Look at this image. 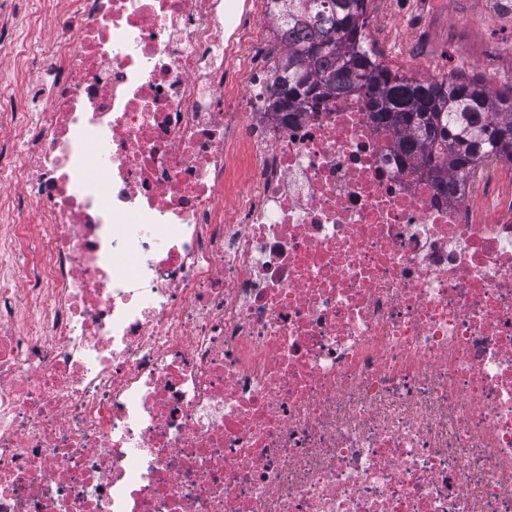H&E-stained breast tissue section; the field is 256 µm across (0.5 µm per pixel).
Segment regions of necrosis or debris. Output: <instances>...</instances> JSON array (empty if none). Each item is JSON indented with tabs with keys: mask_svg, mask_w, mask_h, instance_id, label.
Masks as SVG:
<instances>
[{
	"mask_svg": "<svg viewBox=\"0 0 512 512\" xmlns=\"http://www.w3.org/2000/svg\"><path fill=\"white\" fill-rule=\"evenodd\" d=\"M256 2L0 0V512H512L501 163L270 112ZM13 58L0 43V93L11 96L18 104L27 105L30 111H38L44 103L36 102L31 85L20 84L12 78Z\"/></svg>",
	"mask_w": 512,
	"mask_h": 512,
	"instance_id": "4bbe7bcc",
	"label": "necrosis or debris"
}]
</instances>
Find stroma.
<instances>
[{
  "mask_svg": "<svg viewBox=\"0 0 512 512\" xmlns=\"http://www.w3.org/2000/svg\"><path fill=\"white\" fill-rule=\"evenodd\" d=\"M486 0H371L379 20L372 34L393 68L512 90V13L486 10Z\"/></svg>",
  "mask_w": 512,
  "mask_h": 512,
  "instance_id": "1",
  "label": "stroma"
}]
</instances>
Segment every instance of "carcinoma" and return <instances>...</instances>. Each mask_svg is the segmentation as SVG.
<instances>
[{
	"label": "carcinoma",
	"mask_w": 512,
	"mask_h": 512,
	"mask_svg": "<svg viewBox=\"0 0 512 512\" xmlns=\"http://www.w3.org/2000/svg\"><path fill=\"white\" fill-rule=\"evenodd\" d=\"M287 26L272 112H304L329 97L362 92L375 118L403 135L404 155L440 185L462 191L488 158L512 164V91L475 81L408 76L367 35L370 0H272Z\"/></svg>",
	"instance_id": "carcinoma-1"
}]
</instances>
